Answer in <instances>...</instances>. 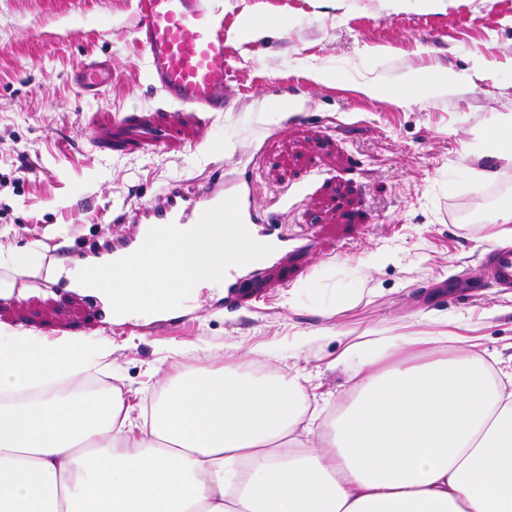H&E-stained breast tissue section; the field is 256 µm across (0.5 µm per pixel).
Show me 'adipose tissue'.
Masks as SVG:
<instances>
[{"label": "adipose tissue", "instance_id": "adipose-tissue-1", "mask_svg": "<svg viewBox=\"0 0 512 512\" xmlns=\"http://www.w3.org/2000/svg\"><path fill=\"white\" fill-rule=\"evenodd\" d=\"M462 340L348 344L325 422L297 372L199 366L134 407L87 387L111 347L0 326V512H512V370Z\"/></svg>", "mask_w": 512, "mask_h": 512}]
</instances>
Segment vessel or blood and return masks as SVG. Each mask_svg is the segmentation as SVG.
<instances>
[{"label":"vessel or blood","mask_w":512,"mask_h":512,"mask_svg":"<svg viewBox=\"0 0 512 512\" xmlns=\"http://www.w3.org/2000/svg\"><path fill=\"white\" fill-rule=\"evenodd\" d=\"M136 40L147 63L150 86L170 103L199 112L225 111L233 97L225 71L224 17L210 0H134ZM83 93L102 97L112 83V67L88 58L75 72ZM238 196L245 225L274 223L276 216L262 209L252 169L235 177L213 170L203 185L185 181L167 184L147 204L122 211L118 222L163 226L198 223L202 214L230 196ZM489 279L512 287V250H496L485 260Z\"/></svg>","instance_id":"b4317fda"}]
</instances>
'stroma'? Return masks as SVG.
<instances>
[{"label": "stroma", "instance_id": "35a3bbf8", "mask_svg": "<svg viewBox=\"0 0 512 512\" xmlns=\"http://www.w3.org/2000/svg\"><path fill=\"white\" fill-rule=\"evenodd\" d=\"M221 3L233 103L196 112L150 87L132 0H0V281L13 286L0 294V322L78 334L93 351L111 343L114 372L96 381L131 395L174 369L262 349L308 376L326 418L353 385L334 361L369 332L463 317L476 343L461 352L512 365V288L482 270L498 246L492 214L512 205V165L483 155L485 130L512 111V0H447L440 11L411 0L400 12L389 0ZM249 14L268 24L266 38L242 33ZM91 56L116 75L100 98L72 81ZM419 71L447 74V87L398 98ZM369 79L381 93L364 91ZM220 163L256 164L259 202L318 249L290 254L245 294L202 291L161 324L115 322L67 277L24 273L33 251L67 269L105 263L91 244L135 234L118 213L170 181L203 182ZM485 168L495 177H479ZM342 293L352 308L338 306Z\"/></svg>", "mask_w": 512, "mask_h": 512}]
</instances>
